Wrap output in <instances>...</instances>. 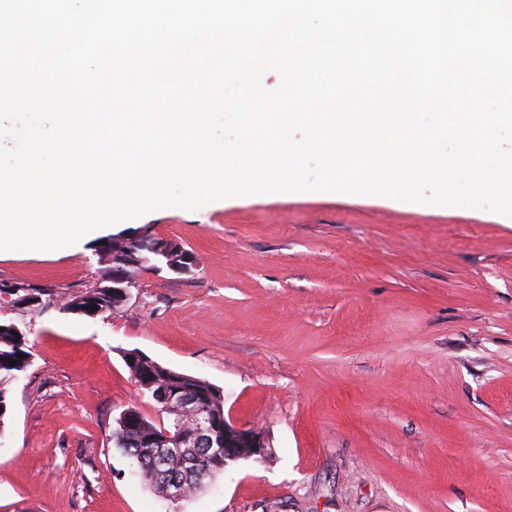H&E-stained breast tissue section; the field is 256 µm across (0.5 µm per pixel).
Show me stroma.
Segmentation results:
<instances>
[{
  "label": "stroma",
  "instance_id": "1",
  "mask_svg": "<svg viewBox=\"0 0 512 512\" xmlns=\"http://www.w3.org/2000/svg\"><path fill=\"white\" fill-rule=\"evenodd\" d=\"M174 238L111 315L19 313L0 512H512V217L332 192L232 197L113 225ZM95 243L0 256V282L92 287ZM205 379L264 458L178 502L112 442L161 415L123 355ZM155 247L159 252L149 247H144L139 250L141 265L135 267L132 274L134 273V275H136V273L142 269L155 271L162 269L164 266V257L161 253L168 259L165 269L174 274H186L189 272L191 266H196L195 256L184 249V246L176 240L162 238L155 243Z\"/></svg>",
  "mask_w": 512,
  "mask_h": 512
}]
</instances>
